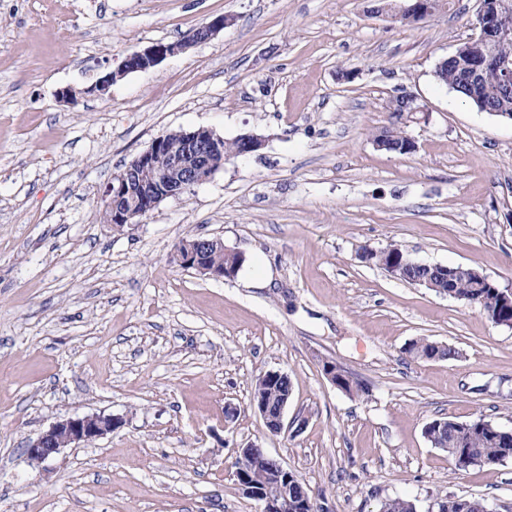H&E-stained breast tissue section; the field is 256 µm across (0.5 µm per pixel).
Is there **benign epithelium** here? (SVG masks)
I'll return each mask as SVG.
<instances>
[{
	"label": "benign epithelium",
	"mask_w": 512,
	"mask_h": 512,
	"mask_svg": "<svg viewBox=\"0 0 512 512\" xmlns=\"http://www.w3.org/2000/svg\"><path fill=\"white\" fill-rule=\"evenodd\" d=\"M502 0H482L478 15L480 36L476 48L481 52L474 73L497 65L495 58L484 52L487 45L504 37L495 25V13L502 7ZM439 9L437 0H406L396 9L381 4L375 8L378 14L390 13L405 21L429 18ZM227 19L216 16L201 24L189 36L176 43H155L142 50L129 53L117 70L101 77L93 89L104 95L112 82L123 75L147 70L164 58L210 40L224 29ZM152 167L154 175L143 176L144 169ZM224 168V138L208 128L183 132L180 143L171 145L165 137L153 141L150 148L133 158L112 177L103 190L104 208L108 220L115 227H123L134 219L157 208L164 200L184 194ZM215 244L224 245L219 238L199 236L178 246L174 258L181 266L191 267L213 278L224 277V270L205 263V255ZM253 405L263 418L267 428L279 433L284 428V413L288 402L272 414L261 400ZM123 425V419L112 414L98 413L70 416L52 423L25 449L28 462L40 466L57 458L68 448H76L94 442ZM258 445L248 444L238 449L236 476L243 492L262 503L263 512H296L297 502L288 495V475L281 463L265 451H256ZM278 485V493L269 494V485Z\"/></svg>",
	"instance_id": "1"
}]
</instances>
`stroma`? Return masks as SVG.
<instances>
[{
  "mask_svg": "<svg viewBox=\"0 0 512 512\" xmlns=\"http://www.w3.org/2000/svg\"><path fill=\"white\" fill-rule=\"evenodd\" d=\"M481 6L405 23L369 0H0V512H261L235 476L250 443L316 512L395 496L429 512L444 495L512 512V462L457 472L424 435L439 417L512 429V328L362 258L395 243L512 289V121L434 77ZM219 15L210 40L94 91L133 50ZM405 93L421 110L399 155L374 137ZM200 127L263 145L123 231L104 222L119 169ZM197 236L241 252L238 274L179 266ZM423 337L456 358L413 359ZM326 360L365 393L335 387ZM269 371L292 383L277 434L252 404ZM101 412L123 425L28 464L53 422Z\"/></svg>",
  "mask_w": 512,
  "mask_h": 512,
  "instance_id": "stroma-1",
  "label": "stroma"
}]
</instances>
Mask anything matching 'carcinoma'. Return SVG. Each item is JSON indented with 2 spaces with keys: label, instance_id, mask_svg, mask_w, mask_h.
<instances>
[{
  "label": "carcinoma",
  "instance_id": "obj_1",
  "mask_svg": "<svg viewBox=\"0 0 512 512\" xmlns=\"http://www.w3.org/2000/svg\"><path fill=\"white\" fill-rule=\"evenodd\" d=\"M497 25L508 33L507 38L496 42L493 53L512 67V3L500 9ZM472 59L461 52L458 59L442 67L436 74L440 83L459 93L474 103L480 110L491 106L502 112L512 113V96L497 95L500 73L491 70L483 73L474 82L467 79L468 66ZM385 139V151L403 154L405 132L402 127L392 124L382 130L375 139ZM407 252L400 246L391 244L370 254L369 261L375 265L388 264L392 260H401ZM212 266L226 271L238 272L243 264L240 254L227 253L220 247H213L206 256ZM439 284L448 297L463 303L477 300L486 316L498 325L512 326V307L500 304L498 285L491 279L474 281L455 277L444 271L436 275ZM408 352L415 358L453 359L457 352L452 347L438 345L422 339L412 342ZM291 391L288 375L274 380L256 383L253 396L262 397L271 410L278 409ZM424 435L435 448L448 453L454 470L463 471L475 466L503 465L512 461V430L504 429L490 420L477 418L470 421H455L437 418L424 427ZM482 502L476 499L446 496L436 501L437 512H481ZM381 512H417L415 503L405 497L388 498L381 504Z\"/></svg>",
  "mask_w": 512,
  "mask_h": 512
}]
</instances>
